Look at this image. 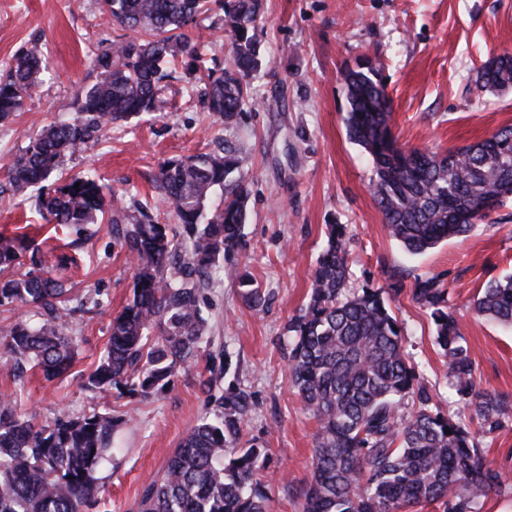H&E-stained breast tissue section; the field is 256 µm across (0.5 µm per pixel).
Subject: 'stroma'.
Returning a JSON list of instances; mask_svg holds the SVG:
<instances>
[{"label":"stroma","instance_id":"35a3bbf8","mask_svg":"<svg viewBox=\"0 0 512 512\" xmlns=\"http://www.w3.org/2000/svg\"><path fill=\"white\" fill-rule=\"evenodd\" d=\"M256 26L261 68L246 80L245 104L232 125L208 112L201 96L187 99L190 75L178 65L169 85L171 109L109 125L87 152L66 160L63 175L92 169L127 207L143 206L173 231L151 177L167 160L211 147L215 137L241 144V172L250 195L242 249L225 253L226 273L203 292L208 341L168 389L145 399L111 390L91 398L81 376L98 363L115 314L131 300L136 267L114 242L107 218L63 227L42 218L34 200H0V234L41 241L40 256L84 306L68 324L80 341L70 376L53 382L30 370L0 372V396L14 398L39 422L58 414L115 415L134 409L115 446L96 470L105 506L89 512H136L144 487L158 476L215 400L241 389L248 395L242 439L268 448L262 480L271 512H302L309 485L316 423L288 374L289 319L304 307L327 227L344 224L350 240V284L385 288L403 325V346L440 406L468 415L449 383L434 327L412 299L416 278L440 277L448 310L461 323L475 361L476 382L512 396V328L479 318L473 299L488 280L512 272V201L469 236L409 257L388 235L372 193L376 178L365 150L351 141L345 71L369 62L390 99L401 146L444 153L512 124V85L483 90L481 67L512 55V0H261ZM100 0H0V74L30 50L47 72L22 112L0 122V186L28 135L74 114L79 87L97 73L88 52L122 35ZM203 38L215 73L231 66L232 38L224 14L186 27ZM255 279L264 302L253 306L228 271ZM230 363L213 390L200 384L209 367ZM483 456L507 486L477 501L472 512H512V421L482 440Z\"/></svg>","mask_w":512,"mask_h":512}]
</instances>
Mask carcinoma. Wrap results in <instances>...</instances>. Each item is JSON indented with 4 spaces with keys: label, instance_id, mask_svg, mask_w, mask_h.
Masks as SVG:
<instances>
[{
    "label": "carcinoma",
    "instance_id": "carcinoma-1",
    "mask_svg": "<svg viewBox=\"0 0 512 512\" xmlns=\"http://www.w3.org/2000/svg\"><path fill=\"white\" fill-rule=\"evenodd\" d=\"M215 7L233 38V66L217 77L205 68L204 42L192 43L183 33ZM102 9L127 34L91 51L98 79L77 91L75 116L28 136L7 179L12 194H37L39 210L52 223L93 224L111 214L112 235L137 267L133 298L112 318L106 349L82 376V386L94 394L115 389L145 399L197 356L206 335L202 288L213 272L224 270V252L241 246L249 197L240 172L242 147L218 138L214 148L159 168L153 184L182 226L178 237L143 211H127L91 169L50 192L44 182L66 159L97 143L112 122L167 111V69L180 56L193 72L205 73L208 110L232 122L244 104L243 79L262 64L260 3L102 0ZM41 71V57L30 52L0 76L1 122L23 110ZM345 82L347 134L372 158L374 200L391 238L408 255L468 236L475 222L512 198V125L446 155L405 150L393 134L388 95L374 69L350 70ZM478 82L482 89L512 84V56L485 64ZM349 243L345 225H329L308 301L287 325L290 380L317 423L302 512H409L438 502L446 512H469L472 503L504 486L481 457L476 436L511 420L512 400L477 387L460 324L448 312L447 288L436 277L418 278L412 299L429 314L448 379L474 416L445 413L404 350L403 327L384 290L348 288ZM29 249L33 268L0 280V306H33L39 320H20L0 339V369L9 375L30 363L53 380L70 371L78 352V338L65 331L74 309L68 289L43 269L35 240L0 239V269L18 264ZM473 309L512 326V275L487 281ZM247 409L241 390L219 397L213 417L191 428L163 474L144 488L138 512H268L258 478L267 449L239 446ZM129 420L127 411L115 417L94 411L61 413L39 425L14 400L0 398V512H86L114 429Z\"/></svg>",
    "mask_w": 512,
    "mask_h": 512
}]
</instances>
